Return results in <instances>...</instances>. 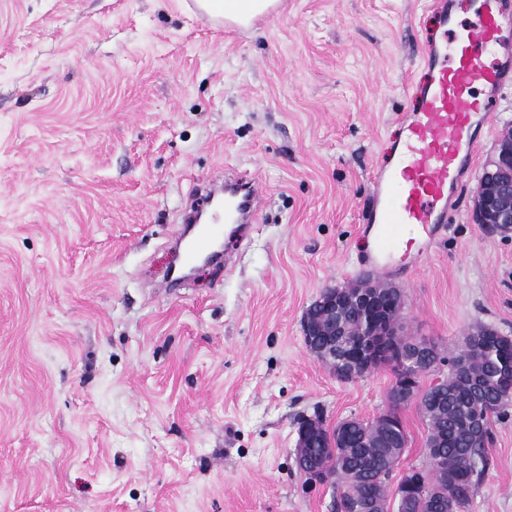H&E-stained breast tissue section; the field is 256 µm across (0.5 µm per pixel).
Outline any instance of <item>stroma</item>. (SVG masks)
Returning a JSON list of instances; mask_svg holds the SVG:
<instances>
[{"label":"stroma","instance_id":"35a3bbf8","mask_svg":"<svg viewBox=\"0 0 512 512\" xmlns=\"http://www.w3.org/2000/svg\"><path fill=\"white\" fill-rule=\"evenodd\" d=\"M443 37L430 0H281L219 31L190 0H0V512H331L296 422L373 419L394 373L339 380L301 319L371 276V175ZM496 100L455 215L386 278L450 355L512 336V233L472 219L512 82ZM225 174L262 185L259 222L176 281L188 203ZM465 512H512V417Z\"/></svg>","mask_w":512,"mask_h":512}]
</instances>
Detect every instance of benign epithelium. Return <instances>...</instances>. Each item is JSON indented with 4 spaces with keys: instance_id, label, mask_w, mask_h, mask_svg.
Returning <instances> with one entry per match:
<instances>
[{
    "instance_id": "1",
    "label": "benign epithelium",
    "mask_w": 512,
    "mask_h": 512,
    "mask_svg": "<svg viewBox=\"0 0 512 512\" xmlns=\"http://www.w3.org/2000/svg\"><path fill=\"white\" fill-rule=\"evenodd\" d=\"M512 198V132L498 143L494 156L480 177L474 199L473 217L477 224H487L499 231L512 230V207L504 200ZM313 305L321 306L320 319H302L303 341L307 350L318 358L336 363V346L347 353L341 358L339 378L351 381L363 374L365 367L376 362L390 366L395 374L393 397L399 407L420 401L419 378L425 369L442 364L443 352L426 339H416L400 345V317L404 299L402 292L386 286L380 290H365L356 285L352 289L326 288ZM353 308L359 320V332L346 337L342 324L343 310ZM322 420L318 415L304 416L297 422L295 464L304 482L310 486H329L332 477L322 463L313 456L310 448L321 436L330 438V447L322 454L336 455V437L344 435L352 426L364 423L356 417L336 422L332 427H317ZM393 502L397 512H415L414 502L400 483L393 486Z\"/></svg>"
}]
</instances>
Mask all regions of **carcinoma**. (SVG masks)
<instances>
[{"mask_svg": "<svg viewBox=\"0 0 512 512\" xmlns=\"http://www.w3.org/2000/svg\"><path fill=\"white\" fill-rule=\"evenodd\" d=\"M419 409L430 434L427 448L432 462L418 473L415 493L423 491L441 500V512H463L487 464V450L473 443L469 422L474 409L491 411L497 420L512 412V338L480 326L470 331L468 345L448 359V375L429 386ZM408 444L401 423L388 428L365 425L355 448H338L336 457L325 461L336 474L337 512H354L356 494H375L387 502L389 473L382 469L360 474L358 488L345 481V472L360 470L369 458L381 452L372 447L387 437Z\"/></svg>", "mask_w": 512, "mask_h": 512, "instance_id": "obj_1", "label": "carcinoma"}]
</instances>
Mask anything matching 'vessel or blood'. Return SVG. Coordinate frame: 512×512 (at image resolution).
Listing matches in <instances>:
<instances>
[{
    "mask_svg": "<svg viewBox=\"0 0 512 512\" xmlns=\"http://www.w3.org/2000/svg\"><path fill=\"white\" fill-rule=\"evenodd\" d=\"M476 21L453 44L430 45L422 54L428 74L416 96L419 107L402 118L396 167L371 176L373 207L362 237L370 248L364 260L389 273L402 247L429 248L448 220L451 195L471 173L478 149L475 127L488 125L493 104L480 101L478 87L497 88L512 79V57L486 65L483 48L512 29V0H471ZM227 212L239 235H247L259 210L255 181L224 185Z\"/></svg>",
    "mask_w": 512,
    "mask_h": 512,
    "instance_id": "1",
    "label": "vessel or blood"
}]
</instances>
